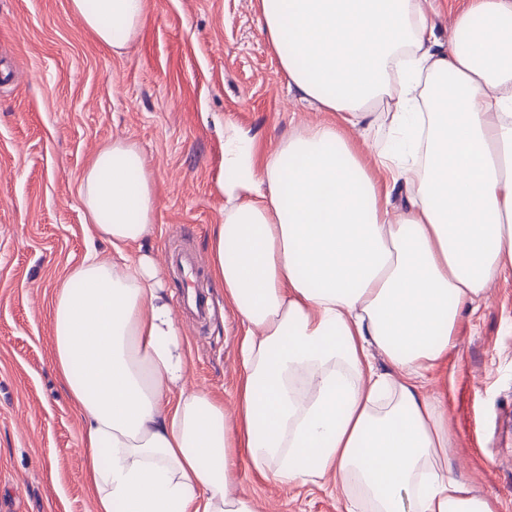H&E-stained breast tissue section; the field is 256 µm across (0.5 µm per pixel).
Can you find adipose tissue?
Wrapping results in <instances>:
<instances>
[{"label": "adipose tissue", "instance_id": "obj_1", "mask_svg": "<svg viewBox=\"0 0 512 512\" xmlns=\"http://www.w3.org/2000/svg\"><path fill=\"white\" fill-rule=\"evenodd\" d=\"M121 52L147 0H70ZM306 125L224 182L211 271L243 333L234 413L187 385L185 336L154 254L158 197L115 140L78 197L115 259L54 288L50 359L79 410L95 512H259L239 465L287 486L331 481L345 512H498L456 478L443 394L427 387L463 310L512 271V0H470L442 43L422 0H258ZM386 104L393 146L365 162ZM408 191L402 209L392 200ZM385 368H378L374 355Z\"/></svg>", "mask_w": 512, "mask_h": 512}]
</instances>
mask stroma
I'll use <instances>...</instances> for the list:
<instances>
[{
    "label": "stroma",
    "instance_id": "stroma-1",
    "mask_svg": "<svg viewBox=\"0 0 512 512\" xmlns=\"http://www.w3.org/2000/svg\"><path fill=\"white\" fill-rule=\"evenodd\" d=\"M288 86L258 20L256 0H149L122 54L104 48L69 0H0V512H94L75 406L50 361L48 303L93 239L79 198L82 170L106 142L135 143L159 198L158 257L188 249L208 261L219 223L224 142L279 149L320 119ZM216 312L176 314L187 337L188 381L232 409L240 324L224 288L202 272ZM448 386L450 450L485 493L512 512V274L463 313L440 373ZM265 512H345L342 490L280 485L239 474Z\"/></svg>",
    "mask_w": 512,
    "mask_h": 512
}]
</instances>
